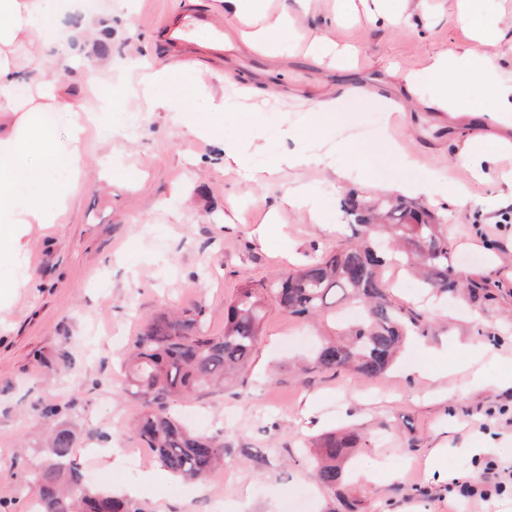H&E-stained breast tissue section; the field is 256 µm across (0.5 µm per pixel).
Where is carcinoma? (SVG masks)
I'll use <instances>...</instances> for the list:
<instances>
[{
    "label": "carcinoma",
    "instance_id": "carcinoma-1",
    "mask_svg": "<svg viewBox=\"0 0 512 512\" xmlns=\"http://www.w3.org/2000/svg\"><path fill=\"white\" fill-rule=\"evenodd\" d=\"M347 246L298 269L276 274L265 291L292 316L316 319L336 300L358 308L356 319L337 327V337L318 347L311 368H352L363 377L389 370L408 326L418 327L388 298L387 270L400 266L418 277L430 296L485 283L465 282L448 265V233L427 211L402 197L382 196L367 203L353 195L344 202ZM255 289L241 292L224 311V334L209 333L205 313L195 308L163 312L145 320L123 360L126 392L143 410L133 432L168 472L185 480L211 476L224 467V443L189 431L170 403L205 395L210 387L249 366L263 318ZM353 431L329 433L317 448L315 478L327 488L344 481L341 462L356 446ZM49 459L29 472L37 490V512H147L132 498L93 490L72 463L73 438L67 429L48 437Z\"/></svg>",
    "mask_w": 512,
    "mask_h": 512
}]
</instances>
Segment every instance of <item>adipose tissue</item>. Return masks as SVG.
<instances>
[{"instance_id":"ef3b65f1","label":"adipose tissue","mask_w":512,"mask_h":512,"mask_svg":"<svg viewBox=\"0 0 512 512\" xmlns=\"http://www.w3.org/2000/svg\"><path fill=\"white\" fill-rule=\"evenodd\" d=\"M75 7V0H0V263L15 259L20 225L53 224L66 211L80 180L88 126L125 97L105 79L112 70L108 59H93L79 82L69 81L66 69L80 45L103 29L97 15L85 16L75 32L58 29V17ZM215 11L251 23V30L238 31V38L245 47L270 56L288 31L287 15L267 20L266 0H217ZM30 67L42 72V79L26 78ZM430 71L448 87L446 94L430 100V107L452 114L483 113L482 104L466 92L468 53L438 54ZM168 77V67L153 70L135 92L148 98L151 111L200 130L195 105L153 97V87ZM58 117L66 120L69 131L63 151L54 146Z\"/></svg>"}]
</instances>
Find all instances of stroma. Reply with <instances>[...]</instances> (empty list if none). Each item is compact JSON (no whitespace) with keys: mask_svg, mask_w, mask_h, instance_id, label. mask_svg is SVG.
<instances>
[{"mask_svg":"<svg viewBox=\"0 0 512 512\" xmlns=\"http://www.w3.org/2000/svg\"><path fill=\"white\" fill-rule=\"evenodd\" d=\"M213 16L212 0H79L77 14H111L104 37L112 84L135 83L147 68L195 63L173 72L159 95L199 102L201 88L223 95L225 109L210 113L215 132L198 136L166 113L146 111L130 97L104 112L84 143L83 174L57 224H31L18 242V260L0 265L14 281L0 297V500L29 512L34 491L26 478L46 460L44 434L69 429L74 461L93 487L124 493L151 512H512V497L463 504L456 482L487 462H512V429L489 418L512 408V387L498 384L512 370V222L500 224L499 174L512 146L483 161L474 178L459 159L463 143L493 146L503 139L489 117L497 86L512 80V0H486L485 10L504 37L472 46L457 0H385L387 19L334 22L336 0H269L271 12L289 8L298 18L277 57L238 41L198 34L171 47L166 25L184 4ZM322 36L335 44V62H313L302 46ZM472 50L468 90L483 114L452 117L422 106L391 127L388 110L408 94L441 93L428 66L441 52ZM495 67H488V56ZM411 75L406 91L403 75ZM336 96L343 117L327 123L324 151L339 141L360 154L346 181L332 170L281 167L244 182L225 161L221 140L236 141L255 168L298 148L289 132L315 122L317 102ZM397 142L434 176L430 196L411 200L448 227V263L484 280L489 299L462 297L425 304L414 289L393 288L391 303L418 317L422 334L409 336L397 361L375 378L348 371L297 374L330 319L308 322L265 296V316L250 369L201 398L174 402L193 430L222 438L223 471L202 482L167 472L151 453L130 473L138 443L128 431L141 403L124 393L122 353L143 322L164 311L204 309L213 335L224 332V310L241 289L256 288L280 270L298 268L336 250L345 240L343 203L354 192L367 199L389 194L391 179H412L389 150ZM111 157L119 171L103 168ZM466 187L471 205L450 203ZM303 188L326 224L285 202ZM278 226L269 229L268 210ZM466 399H457V392ZM62 406L49 417L45 409ZM353 429L357 448L337 489L312 477L315 442ZM122 449L121 458L112 449Z\"/></svg>","mask_w":512,"mask_h":512,"instance_id":"1","label":"stroma"}]
</instances>
